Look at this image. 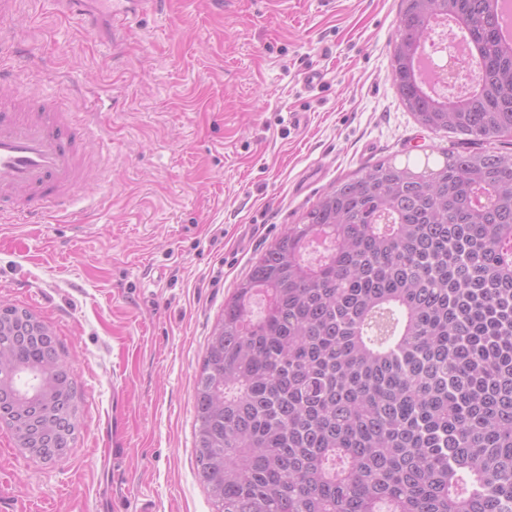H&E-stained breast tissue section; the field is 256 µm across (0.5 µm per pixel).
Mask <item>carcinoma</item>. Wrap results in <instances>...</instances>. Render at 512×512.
<instances>
[{"instance_id":"obj_1","label":"carcinoma","mask_w":512,"mask_h":512,"mask_svg":"<svg viewBox=\"0 0 512 512\" xmlns=\"http://www.w3.org/2000/svg\"><path fill=\"white\" fill-rule=\"evenodd\" d=\"M498 0H456L478 67L447 105L413 56L447 0H401L391 80L416 121L512 135ZM379 162L325 191L224 303L195 392L217 512H512V154ZM0 419L42 459L77 422L41 321L0 315Z\"/></svg>"}]
</instances>
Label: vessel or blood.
Here are the masks:
<instances>
[{
    "label": "vessel or blood",
    "instance_id": "1",
    "mask_svg": "<svg viewBox=\"0 0 512 512\" xmlns=\"http://www.w3.org/2000/svg\"><path fill=\"white\" fill-rule=\"evenodd\" d=\"M20 56L4 24L0 27V221L4 223L68 212L75 185L89 173L87 126L73 127L47 102L14 111L16 79L9 62Z\"/></svg>",
    "mask_w": 512,
    "mask_h": 512
}]
</instances>
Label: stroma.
Returning a JSON list of instances; mask_svg holds the SVG:
<instances>
[{"label":"stroma","instance_id":"stroma-1","mask_svg":"<svg viewBox=\"0 0 512 512\" xmlns=\"http://www.w3.org/2000/svg\"><path fill=\"white\" fill-rule=\"evenodd\" d=\"M400 4L157 0L114 16V47L23 0L9 24L37 56L38 92L99 112L107 172L89 173L68 216L0 223V302L47 325L77 404L51 461L0 423V512H215L196 470L195 380L239 281L338 180L472 148L421 126L392 84ZM312 68L324 79L309 88Z\"/></svg>","mask_w":512,"mask_h":512}]
</instances>
